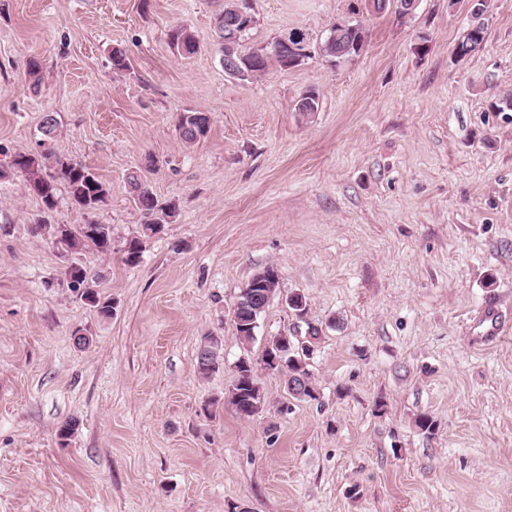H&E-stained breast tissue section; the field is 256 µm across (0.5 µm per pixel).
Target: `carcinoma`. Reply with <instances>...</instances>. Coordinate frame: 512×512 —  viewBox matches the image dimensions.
Returning a JSON list of instances; mask_svg holds the SVG:
<instances>
[{"label": "carcinoma", "instance_id": "1", "mask_svg": "<svg viewBox=\"0 0 512 512\" xmlns=\"http://www.w3.org/2000/svg\"><path fill=\"white\" fill-rule=\"evenodd\" d=\"M241 0H224V7L216 18L217 34L220 39L223 61L233 66L237 79L251 82L265 75L271 66L290 68L286 51L278 48V41L270 45L245 49L243 42L249 30H239L237 23ZM174 45L186 54L197 51L195 36L184 28L175 29L170 34ZM350 41L367 42L365 28L355 22L346 25H333L316 52L332 62L353 56L348 52L338 55L340 45ZM320 104L319 93L314 90L305 92L297 102L300 112H316ZM178 129L182 141L188 145L197 143L206 136L209 125L208 118H200L197 113L186 111L180 115ZM11 166L26 177L31 190L41 200L40 214L31 226L36 235L46 234L50 237L57 253L61 256L77 254L91 248L99 254L112 252V225L91 221L87 224H53L51 214L57 204L58 185L63 184L73 203L88 211L96 212L107 205L109 191L99 177L87 166L57 155L48 150L41 154L20 152L12 160ZM130 184L134 191L136 206L145 215L141 233L127 240L124 248L123 261L134 266L139 263L143 239L160 233L169 218L173 217L175 207L172 204H160L145 184L137 176H131ZM65 279L78 284L86 283V289L80 294L96 312L104 317H112V299L102 296L94 284L91 268L79 261L72 260L63 268ZM279 275L274 266H265L256 271L241 291L238 304V320L234 321L239 338L250 343L255 339L256 328L252 324L258 320L262 312L254 310L252 299L263 297L268 303L277 294ZM322 338V329L307 323L304 342L294 336L277 337L270 344L277 346L281 364L272 367V371L285 377L288 389L296 390L298 400L318 399L317 390L308 369V360L313 354L315 345ZM224 363L222 343L216 336H206L202 340L196 354V370L207 377ZM266 369L268 365L251 358H246V366L238 371L235 383L229 385L225 392L227 401L236 414L242 418H251L259 413L264 401V394L256 380L258 368ZM415 427L429 437L435 435L440 425L429 413L422 412L414 419Z\"/></svg>", "mask_w": 512, "mask_h": 512}]
</instances>
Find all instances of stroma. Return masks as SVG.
Returning a JSON list of instances; mask_svg holds the SVG:
<instances>
[{"mask_svg": "<svg viewBox=\"0 0 512 512\" xmlns=\"http://www.w3.org/2000/svg\"><path fill=\"white\" fill-rule=\"evenodd\" d=\"M492 4L485 48L458 62L469 16L448 0L404 20L364 0H252L247 47L293 29L316 44L347 20L367 45L247 84L224 71L219 0H0V168L54 113L50 148L109 190L112 252L80 258L115 307L101 317L68 288L30 231L39 198L0 179V512H512V112L489 108L512 93V0ZM310 89L318 111H297ZM188 110L210 118L191 146ZM134 171L177 214L130 266ZM270 264L281 293L246 345L233 306ZM292 293L324 328L320 399L261 370L264 408L240 418L223 401L233 366L304 331ZM210 334L224 363L204 378ZM202 112L186 111L180 115L178 120V129L182 141L188 145L197 143L202 137L206 136L209 125L208 118L198 117ZM203 120V123H201ZM224 363L222 343L217 336H205L196 354V370L207 377Z\"/></svg>", "mask_w": 512, "mask_h": 512, "instance_id": "obj_1", "label": "stroma"}]
</instances>
